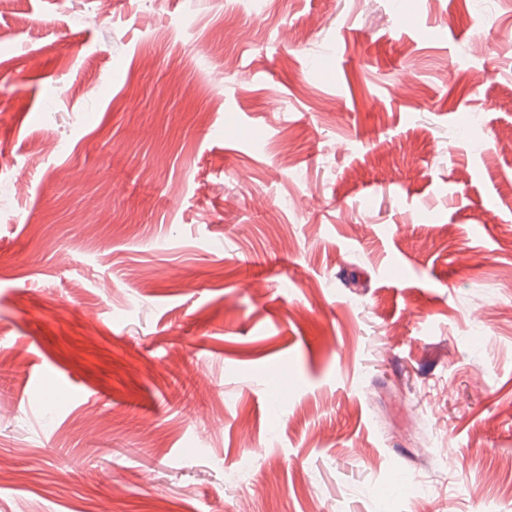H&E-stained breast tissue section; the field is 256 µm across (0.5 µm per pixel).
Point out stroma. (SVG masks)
I'll return each mask as SVG.
<instances>
[{"label": "stroma", "instance_id": "stroma-1", "mask_svg": "<svg viewBox=\"0 0 512 512\" xmlns=\"http://www.w3.org/2000/svg\"><path fill=\"white\" fill-rule=\"evenodd\" d=\"M0 395V512H512V0H10Z\"/></svg>", "mask_w": 512, "mask_h": 512}]
</instances>
